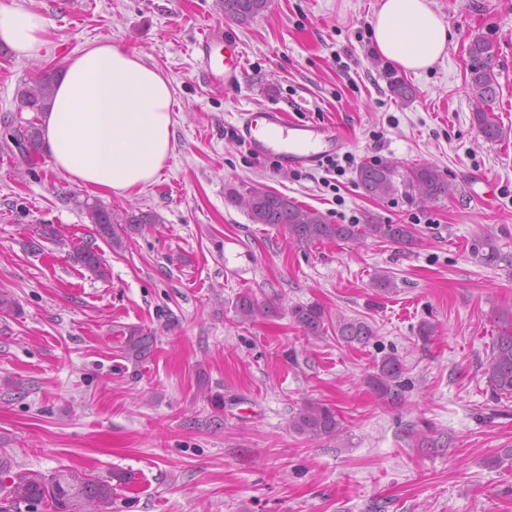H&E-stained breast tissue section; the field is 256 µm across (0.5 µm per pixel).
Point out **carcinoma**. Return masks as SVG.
Listing matches in <instances>:
<instances>
[{
	"label": "carcinoma",
	"instance_id": "1",
	"mask_svg": "<svg viewBox=\"0 0 512 512\" xmlns=\"http://www.w3.org/2000/svg\"><path fill=\"white\" fill-rule=\"evenodd\" d=\"M270 0H220L224 18L239 24H248L268 11ZM469 62L466 81L470 97L481 104L472 112V122L488 141L501 137V128L487 108L496 98L495 45L476 36L467 50ZM56 78L46 71L18 89V95L35 117L16 128V135L24 145L20 152L24 162H33L32 153L38 151L41 131L36 113L42 111L52 98ZM356 183L372 198H387L398 192L399 187H409L425 202H436L448 196L449 185L440 171L424 165L400 176L390 161L378 158L362 163L356 169ZM229 196L234 203H241L253 223L270 224L288 233L297 244L357 241L371 236L396 244L411 246L416 242L413 228L408 224H379L369 220L363 225L331 224L316 209L298 204L285 195L273 192L261 184L251 186L244 194L232 188ZM90 224L93 236L100 237L113 248H122L124 235L143 229L148 224L160 223L152 212L125 211L115 213L100 201L84 200L80 203ZM77 261L85 269L103 278L106 270L96 248L90 244L75 247ZM240 322H252L263 313L260 305L248 293H241L234 303ZM289 314L304 335L318 337L325 331V313L318 305L298 304ZM498 336L486 359L484 376L494 398H512V306L498 310L495 316ZM336 329L342 340L363 343L372 336L371 328L362 321L340 320ZM154 346L151 334L138 329L129 331L125 339L126 358L134 361L147 359ZM403 362L396 353L383 356L376 372L369 378V385L382 399L389 402L402 400L401 378ZM293 432L313 441H339L344 434V424L335 409L325 403L306 401L288 423ZM124 483L120 473L103 479L73 470L46 475L38 471L15 470L11 457L0 455V512H11L25 506L29 512H94L89 504H104L112 499L116 485Z\"/></svg>",
	"mask_w": 512,
	"mask_h": 512
}]
</instances>
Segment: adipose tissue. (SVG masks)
I'll use <instances>...</instances> for the list:
<instances>
[{"instance_id": "1", "label": "adipose tissue", "mask_w": 512, "mask_h": 512, "mask_svg": "<svg viewBox=\"0 0 512 512\" xmlns=\"http://www.w3.org/2000/svg\"><path fill=\"white\" fill-rule=\"evenodd\" d=\"M370 28L375 53L416 74L443 58L451 39L430 0H381ZM47 32L39 13L0 7V41L18 58L41 57ZM172 112L161 72L139 54L100 44L65 63L39 116L42 147L71 184L126 197L152 185L170 157Z\"/></svg>"}]
</instances>
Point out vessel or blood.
<instances>
[{
  "mask_svg": "<svg viewBox=\"0 0 512 512\" xmlns=\"http://www.w3.org/2000/svg\"><path fill=\"white\" fill-rule=\"evenodd\" d=\"M195 50L198 70L206 82L230 90L240 86L245 61L235 40L213 30L196 42ZM236 133L253 153L276 158L286 169L316 165L342 147L332 128L289 120L273 107L240 113Z\"/></svg>",
  "mask_w": 512,
  "mask_h": 512,
  "instance_id": "1",
  "label": "vessel or blood"
}]
</instances>
